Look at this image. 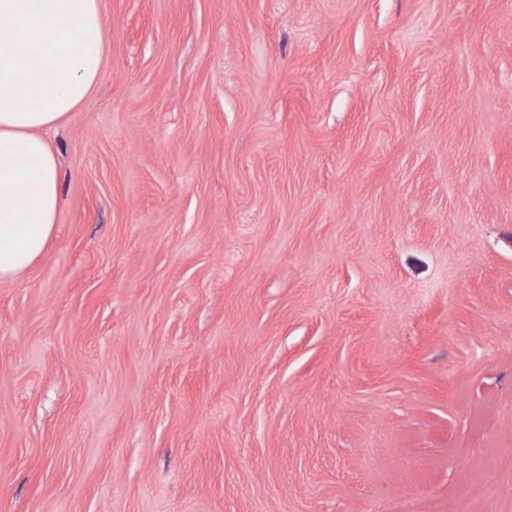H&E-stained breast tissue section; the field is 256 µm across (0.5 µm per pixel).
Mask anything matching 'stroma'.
<instances>
[{
  "mask_svg": "<svg viewBox=\"0 0 512 512\" xmlns=\"http://www.w3.org/2000/svg\"><path fill=\"white\" fill-rule=\"evenodd\" d=\"M102 11L0 512H512V0Z\"/></svg>",
  "mask_w": 512,
  "mask_h": 512,
  "instance_id": "35a3bbf8",
  "label": "stroma"
}]
</instances>
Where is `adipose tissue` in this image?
Returning <instances> with one entry per match:
<instances>
[{"instance_id":"1","label":"adipose tissue","mask_w":512,"mask_h":512,"mask_svg":"<svg viewBox=\"0 0 512 512\" xmlns=\"http://www.w3.org/2000/svg\"><path fill=\"white\" fill-rule=\"evenodd\" d=\"M107 53L101 0H0V283L55 235L60 174L46 133L92 94Z\"/></svg>"}]
</instances>
